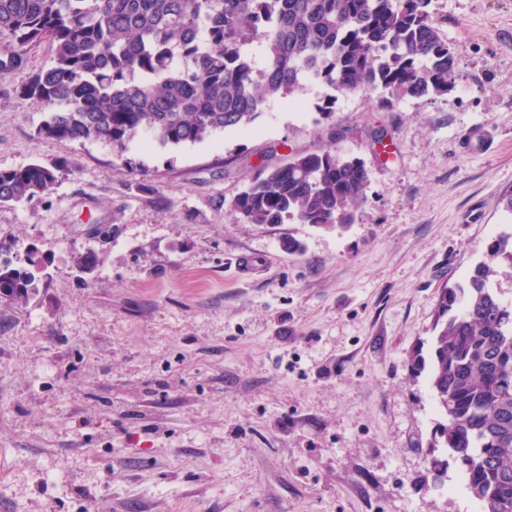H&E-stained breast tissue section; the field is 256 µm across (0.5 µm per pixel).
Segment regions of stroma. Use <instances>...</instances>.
<instances>
[{
	"label": "stroma",
	"mask_w": 512,
	"mask_h": 512,
	"mask_svg": "<svg viewBox=\"0 0 512 512\" xmlns=\"http://www.w3.org/2000/svg\"><path fill=\"white\" fill-rule=\"evenodd\" d=\"M433 8L454 89L389 109L340 94L332 128L314 88L251 127L166 147L141 131L119 154L38 137L49 110L20 88L51 44L0 77V168L60 170L0 205L8 256L37 248L50 273L0 302V512H476L456 467L428 468L437 411L407 359L442 285L512 223V0ZM331 142L369 172L356 224L237 221L267 150Z\"/></svg>",
	"instance_id": "stroma-1"
}]
</instances>
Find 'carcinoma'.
<instances>
[{"label": "carcinoma", "instance_id": "carcinoma-1", "mask_svg": "<svg viewBox=\"0 0 512 512\" xmlns=\"http://www.w3.org/2000/svg\"><path fill=\"white\" fill-rule=\"evenodd\" d=\"M433 0H0V76L48 40L51 63L21 93L50 109L38 136L99 140L123 149L148 130L162 146L200 143L251 125L274 99L312 84L332 94L318 106L333 119L336 94L380 92L393 106L448 94L456 58L433 17ZM262 49L257 61L252 46ZM269 150L231 201L249 224L296 220L324 229L356 223L368 171L331 143L288 156L279 175ZM58 169L33 162L0 168V203L50 194ZM33 258L0 257V290L24 304L42 276ZM512 231L485 247L466 285L441 289L428 346L409 355L425 377L439 420L428 464L454 463L479 512H512Z\"/></svg>", "mask_w": 512, "mask_h": 512}]
</instances>
